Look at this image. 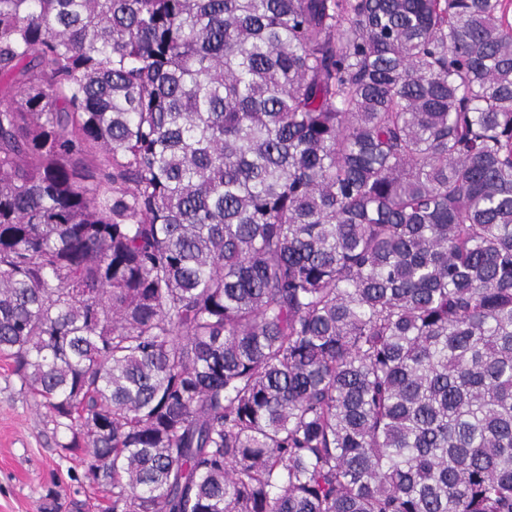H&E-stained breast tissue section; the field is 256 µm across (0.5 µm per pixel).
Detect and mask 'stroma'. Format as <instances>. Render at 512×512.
I'll use <instances>...</instances> for the list:
<instances>
[{
    "label": "stroma",
    "mask_w": 512,
    "mask_h": 512,
    "mask_svg": "<svg viewBox=\"0 0 512 512\" xmlns=\"http://www.w3.org/2000/svg\"><path fill=\"white\" fill-rule=\"evenodd\" d=\"M62 433L0 357V512H41L47 490L57 512H103L110 494L85 478L83 453L64 455Z\"/></svg>",
    "instance_id": "1"
}]
</instances>
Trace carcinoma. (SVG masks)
<instances>
[{
    "label": "carcinoma",
    "mask_w": 512,
    "mask_h": 512,
    "mask_svg": "<svg viewBox=\"0 0 512 512\" xmlns=\"http://www.w3.org/2000/svg\"><path fill=\"white\" fill-rule=\"evenodd\" d=\"M0 355L112 512H512V0H0Z\"/></svg>",
    "instance_id": "carcinoma-1"
}]
</instances>
